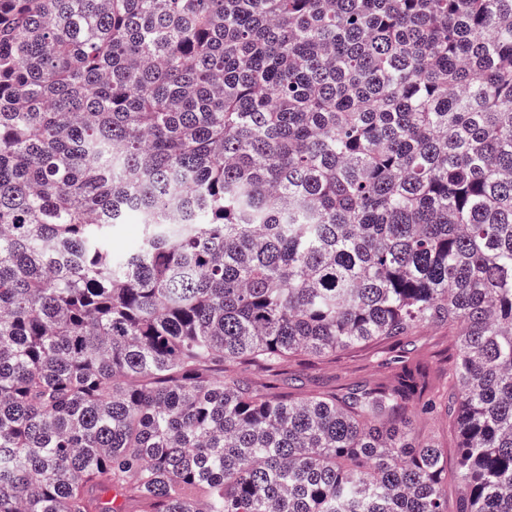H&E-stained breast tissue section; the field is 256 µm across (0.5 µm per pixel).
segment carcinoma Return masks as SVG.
<instances>
[{
  "label": "carcinoma",
  "mask_w": 512,
  "mask_h": 512,
  "mask_svg": "<svg viewBox=\"0 0 512 512\" xmlns=\"http://www.w3.org/2000/svg\"><path fill=\"white\" fill-rule=\"evenodd\" d=\"M131 216L134 250L112 251ZM512 512V0H0V512ZM402 350L410 359L428 362L434 387H453L454 357L448 344V326L428 325L415 330L400 344L370 342L322 359L298 357L283 365L278 384L296 397L336 389L345 392L356 385H372L390 377L399 365L392 363ZM392 358V359H391ZM412 435L419 439L432 440L441 448H448V472L455 466L457 433L453 423L444 413H416L411 419Z\"/></svg>",
  "instance_id": "1"
}]
</instances>
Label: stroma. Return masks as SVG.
I'll list each match as a JSON object with an SVG mask.
<instances>
[{"mask_svg": "<svg viewBox=\"0 0 512 512\" xmlns=\"http://www.w3.org/2000/svg\"><path fill=\"white\" fill-rule=\"evenodd\" d=\"M401 351L407 352L410 358L427 361L434 386L452 388L454 357L448 344V329L435 324L416 329L400 343L374 341L347 348L328 358H296L283 365L278 384L284 392L297 397L372 385L395 372L392 358ZM411 432L416 438L433 441L448 450L456 448L455 426L444 414H416L411 419Z\"/></svg>", "mask_w": 512, "mask_h": 512, "instance_id": "stroma-1", "label": "stroma"}]
</instances>
